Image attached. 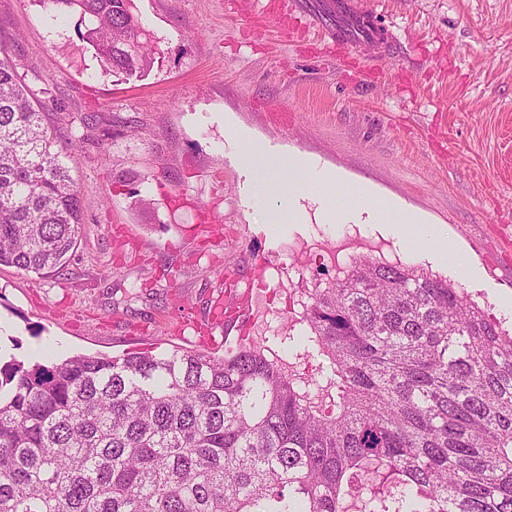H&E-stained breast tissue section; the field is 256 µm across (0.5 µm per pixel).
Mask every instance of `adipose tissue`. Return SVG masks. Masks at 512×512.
<instances>
[{
	"label": "adipose tissue",
	"mask_w": 512,
	"mask_h": 512,
	"mask_svg": "<svg viewBox=\"0 0 512 512\" xmlns=\"http://www.w3.org/2000/svg\"><path fill=\"white\" fill-rule=\"evenodd\" d=\"M246 163L253 173L256 196L277 203L268 213L270 223H303V214L289 207L294 197L303 194L325 201V220L330 224L344 214L363 212L369 223L389 225L395 234L405 238L419 221L411 211L387 199L370 196L365 185L345 182L333 172L317 169L306 156H273L257 147L247 155Z\"/></svg>",
	"instance_id": "ef3b65f1"
}]
</instances>
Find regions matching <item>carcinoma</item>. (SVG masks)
<instances>
[{"instance_id": "carcinoma-1", "label": "carcinoma", "mask_w": 512, "mask_h": 512, "mask_svg": "<svg viewBox=\"0 0 512 512\" xmlns=\"http://www.w3.org/2000/svg\"><path fill=\"white\" fill-rule=\"evenodd\" d=\"M79 16L112 74L153 66L133 0ZM0 47V266H68L65 147ZM308 345L0 362V512H512V333L400 260L359 256L303 303ZM312 373L301 369L312 355Z\"/></svg>"}]
</instances>
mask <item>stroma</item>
<instances>
[{
  "label": "stroma",
  "instance_id": "35a3bbf8",
  "mask_svg": "<svg viewBox=\"0 0 512 512\" xmlns=\"http://www.w3.org/2000/svg\"><path fill=\"white\" fill-rule=\"evenodd\" d=\"M289 0H134L159 41L125 78L81 55L78 17L0 0V40L32 87L82 200L77 247L40 279L0 266V352L39 360L280 349L330 254L448 278L512 327V0H363L381 31L337 44ZM303 153L447 232L440 258L379 224H270L243 160ZM468 265L460 280L456 265ZM233 322L211 323L216 299Z\"/></svg>",
  "mask_w": 512,
  "mask_h": 512
}]
</instances>
